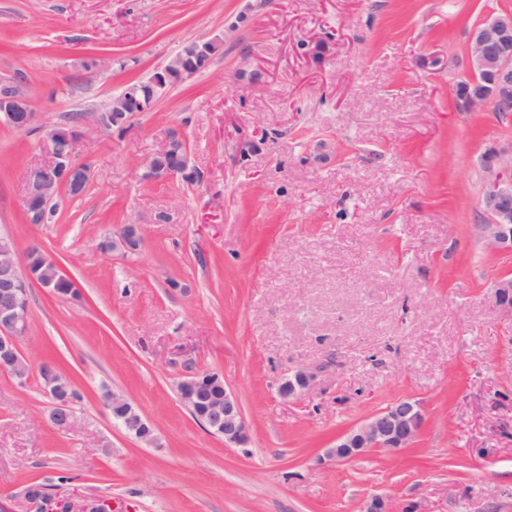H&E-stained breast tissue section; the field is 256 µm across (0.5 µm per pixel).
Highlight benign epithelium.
<instances>
[{
  "mask_svg": "<svg viewBox=\"0 0 512 512\" xmlns=\"http://www.w3.org/2000/svg\"><path fill=\"white\" fill-rule=\"evenodd\" d=\"M470 76L464 81L467 90L460 109L470 112L488 105L495 112L512 115V14H499L476 25L470 33ZM125 98L113 97L94 111L93 126L111 129L113 118L120 116L128 124L135 113L124 111ZM0 116L18 130H25L36 120V112L21 80L0 83ZM85 134L81 123L55 127L48 131L45 145L47 162L25 170L27 192L24 212L28 223L44 224L51 203L60 188L81 192L89 183L90 167L77 162L73 155L74 142ZM491 178L484 190L482 208L488 217L483 225V240L493 250L512 252V158L505 161L500 154L487 156ZM139 227L127 224L100 243L103 252H131L140 245ZM49 284L39 280L31 268L5 252L0 255V370L11 371L26 360L20 350V339L28 327L29 305L23 297L29 284ZM494 305L512 316V277H502L494 285ZM54 411L50 422L68 426L73 413L65 398L52 397ZM419 406L408 400L399 401L367 419L336 439V446L326 449L325 459L342 463L368 449H380L397 454L407 448L421 427ZM213 427H224V443L240 445L247 438V424L236 395L224 391V405L214 408L208 419ZM362 512H397L391 501L381 495L365 499Z\"/></svg>",
  "mask_w": 512,
  "mask_h": 512,
  "instance_id": "obj_1",
  "label": "benign epithelium"
}]
</instances>
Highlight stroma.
<instances>
[{
  "mask_svg": "<svg viewBox=\"0 0 512 512\" xmlns=\"http://www.w3.org/2000/svg\"><path fill=\"white\" fill-rule=\"evenodd\" d=\"M504 12L512 0H0V80L24 79L37 108L25 130L0 118V235L79 293L29 288L30 375L0 371V506L40 512L22 490L41 480L71 512H361L373 494L399 512H512V319L492 302L512 254L476 231L512 117L456 96L472 27ZM199 39L219 44L210 66L79 138L84 194L27 223L23 173L47 130ZM173 129L201 181L143 180ZM126 224L135 254L102 252ZM47 359L79 394L72 426L47 420ZM302 367L315 378L281 398ZM202 371L238 397L245 444L179 399ZM107 390L155 443L113 423ZM401 400L423 415L401 454L324 462Z\"/></svg>",
  "mask_w": 512,
  "mask_h": 512,
  "instance_id": "obj_1",
  "label": "stroma"
}]
</instances>
